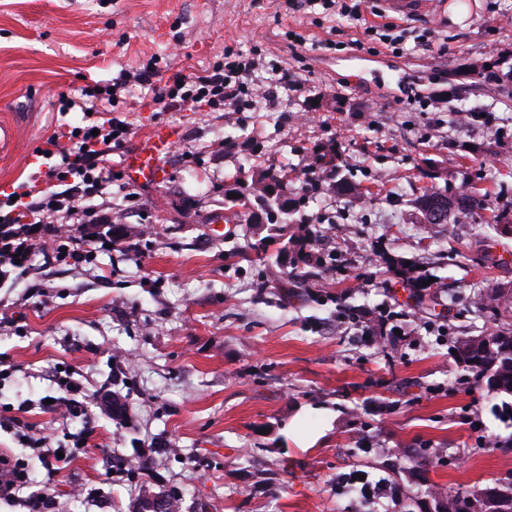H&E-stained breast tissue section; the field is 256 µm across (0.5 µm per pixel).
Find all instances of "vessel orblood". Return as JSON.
<instances>
[{
  "mask_svg": "<svg viewBox=\"0 0 512 512\" xmlns=\"http://www.w3.org/2000/svg\"><path fill=\"white\" fill-rule=\"evenodd\" d=\"M180 135L177 127L153 124L147 135L125 153V169L155 183L164 181L168 173L166 160Z\"/></svg>",
  "mask_w": 512,
  "mask_h": 512,
  "instance_id": "obj_1",
  "label": "vessel or blood"
}]
</instances>
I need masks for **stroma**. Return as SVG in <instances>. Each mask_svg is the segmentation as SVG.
I'll use <instances>...</instances> for the list:
<instances>
[{"mask_svg":"<svg viewBox=\"0 0 512 512\" xmlns=\"http://www.w3.org/2000/svg\"><path fill=\"white\" fill-rule=\"evenodd\" d=\"M348 11H295L289 0H0V194L48 186L37 156L61 124L62 96L112 85L156 63L192 74L225 50L260 55L243 111H161L128 86L116 105L130 131L89 200L109 224H66L75 263L33 249L0 264V406L51 442L90 432L91 450L49 477L0 430L59 512H132L141 490L179 492L180 512H434L457 491L512 486V419L485 382H461L455 350L512 325L476 296L512 289V234L483 215L423 221L424 191L512 184V0H468L470 24L446 6L389 18L380 0ZM393 22L402 40L379 41ZM301 34L292 42L289 32ZM295 71L297 90L276 85ZM493 79H486V72ZM163 122L182 128L155 185L123 176L122 156ZM335 153L337 175L309 173ZM284 168L285 201L309 177L315 199L293 224L255 223L228 195L242 173ZM368 187L358 197L340 178ZM315 271L301 279L303 271ZM397 313L390 347L381 317ZM65 363L88 418L42 412ZM120 392L128 419L106 411ZM131 473L109 474L111 457ZM385 481L375 499L366 486Z\"/></svg>","mask_w":512,"mask_h":512,"instance_id":"obj_1","label":"stroma"}]
</instances>
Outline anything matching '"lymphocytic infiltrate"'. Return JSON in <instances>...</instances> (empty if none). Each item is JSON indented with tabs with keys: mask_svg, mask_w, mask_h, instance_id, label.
Returning a JSON list of instances; mask_svg holds the SVG:
<instances>
[{
	"mask_svg": "<svg viewBox=\"0 0 512 512\" xmlns=\"http://www.w3.org/2000/svg\"><path fill=\"white\" fill-rule=\"evenodd\" d=\"M259 65L257 58L248 57L233 51H225L222 60L214 62L202 72L162 81L161 71L152 65L139 67L129 73L127 80L113 83L105 89L103 95L97 96L82 93L80 96L68 98V109L83 112L99 111V98H106L108 103H117L121 90L128 83H136L152 90L155 102L164 108H198L220 106L226 103H237L249 95L250 89L246 78ZM129 132L126 122L109 118L100 123L98 130L91 128H74L69 137V146L61 147L60 151L44 149V156L61 154L62 162L48 166L43 179L53 185V192L43 198L23 203L17 215H0L1 224L26 223L30 226H43L48 220H63L77 215L79 199L102 195L109 181L102 167L105 156L111 154L112 147L121 143ZM58 394L48 412L73 417H84L88 407L81 401L82 384L74 379L72 372L57 369L54 373ZM15 431L18 438L26 439L31 447L36 448L45 469L50 475L56 476L70 466L80 453L86 452L87 436H77L71 446L64 451H56L44 437L26 435L25 426L12 416H0V429ZM30 484L28 469L23 460L7 455L0 456V501L22 503L27 512H55L56 503L53 497L43 493L23 496L22 491Z\"/></svg>",
	"mask_w": 512,
	"mask_h": 512,
	"instance_id": "obj_1",
	"label": "lymphocytic infiltrate"
}]
</instances>
